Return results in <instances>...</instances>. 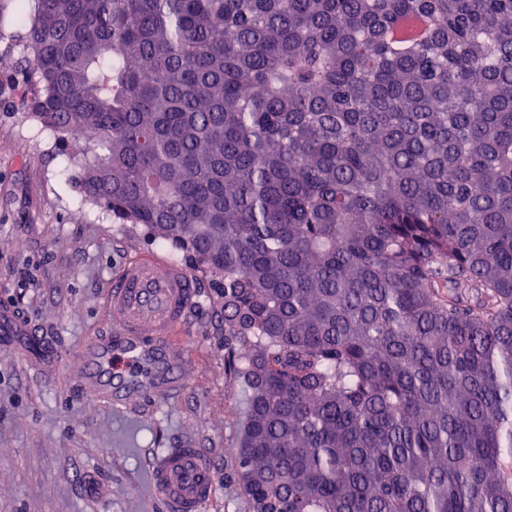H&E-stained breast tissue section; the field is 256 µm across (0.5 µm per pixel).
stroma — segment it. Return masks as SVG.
I'll use <instances>...</instances> for the list:
<instances>
[{
    "label": "stroma",
    "instance_id": "stroma-1",
    "mask_svg": "<svg viewBox=\"0 0 512 512\" xmlns=\"http://www.w3.org/2000/svg\"><path fill=\"white\" fill-rule=\"evenodd\" d=\"M10 66L0 55V304L15 307L63 358L48 373L0 345V512H160L150 498L149 457L187 441L214 462L207 512H251L227 478L245 391L224 373V310L202 274L194 276L199 305L184 340L192 370L181 393L142 403L136 414L78 394L77 353L106 330L101 302L114 276L138 255L184 259L148 241L140 225L111 223L94 208L78 219L77 172L55 135L8 108ZM88 469L110 488L107 502L89 495Z\"/></svg>",
    "mask_w": 512,
    "mask_h": 512
}]
</instances>
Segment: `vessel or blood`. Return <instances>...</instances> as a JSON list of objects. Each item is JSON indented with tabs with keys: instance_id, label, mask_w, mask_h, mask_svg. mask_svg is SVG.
<instances>
[{
	"instance_id": "obj_1",
	"label": "vessel or blood",
	"mask_w": 512,
	"mask_h": 512,
	"mask_svg": "<svg viewBox=\"0 0 512 512\" xmlns=\"http://www.w3.org/2000/svg\"><path fill=\"white\" fill-rule=\"evenodd\" d=\"M198 290L182 266L157 255L128 261L111 284L103 306L112 335L82 348L77 379L83 396L132 412L144 399L163 400L181 392L191 367L178 338L189 328ZM0 334L36 342L29 325L0 305ZM148 473L152 498L165 512H204L214 491V468L204 449H155Z\"/></svg>"
}]
</instances>
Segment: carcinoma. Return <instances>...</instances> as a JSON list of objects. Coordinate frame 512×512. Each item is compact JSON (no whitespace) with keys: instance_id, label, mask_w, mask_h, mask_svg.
<instances>
[{"instance_id":"carcinoma-1","label":"carcinoma","mask_w":512,"mask_h":512,"mask_svg":"<svg viewBox=\"0 0 512 512\" xmlns=\"http://www.w3.org/2000/svg\"><path fill=\"white\" fill-rule=\"evenodd\" d=\"M509 16L0 0L81 198L216 285L253 512H512Z\"/></svg>"}]
</instances>
